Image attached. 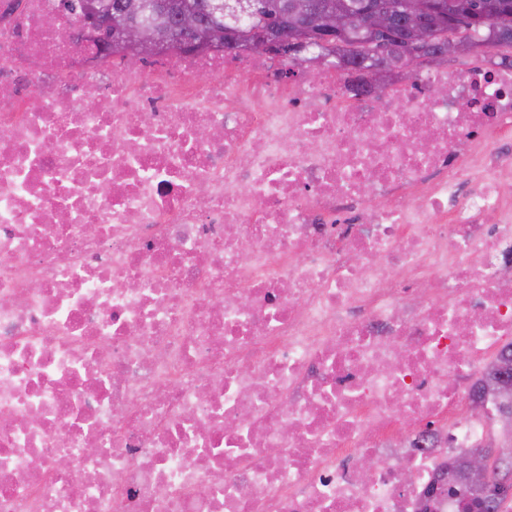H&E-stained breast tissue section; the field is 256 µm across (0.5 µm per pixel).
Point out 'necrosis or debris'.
<instances>
[{"label":"necrosis or debris","mask_w":512,"mask_h":512,"mask_svg":"<svg viewBox=\"0 0 512 512\" xmlns=\"http://www.w3.org/2000/svg\"><path fill=\"white\" fill-rule=\"evenodd\" d=\"M55 2L0 0V512H456L512 338V69L376 104L245 50L142 71Z\"/></svg>","instance_id":"necrosis-or-debris-1"}]
</instances>
